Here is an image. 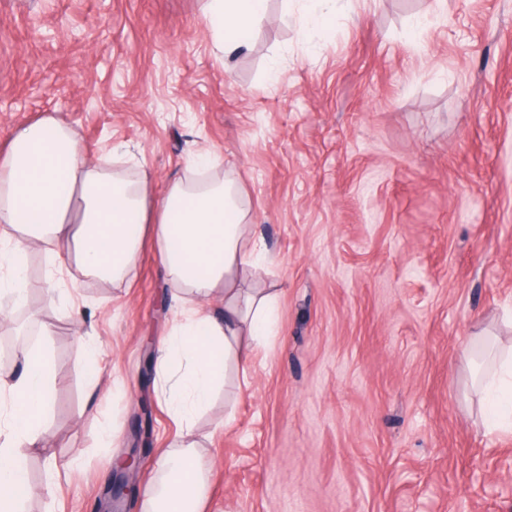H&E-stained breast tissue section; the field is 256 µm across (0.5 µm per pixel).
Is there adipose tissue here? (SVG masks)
Here are the masks:
<instances>
[{
  "label": "adipose tissue",
  "mask_w": 512,
  "mask_h": 512,
  "mask_svg": "<svg viewBox=\"0 0 512 512\" xmlns=\"http://www.w3.org/2000/svg\"><path fill=\"white\" fill-rule=\"evenodd\" d=\"M268 14V0H206L203 20L224 55L243 48ZM250 204L235 178L198 184L175 181L154 199L148 174H108L70 130L46 116L16 129L0 152V261L14 276L0 289L15 300L32 283L19 268L29 248L42 247L59 267L128 283L144 240H151L167 280L183 295L184 318L163 338L155 358L160 394L180 439L160 452L143 512H202L211 464L192 436L228 376L247 381L248 351L275 335V295L246 287L265 256ZM481 369L473 380L481 404L512 388V347L483 332L471 340ZM17 381L0 385V512H23L34 488L28 460L43 441L56 376L47 352L22 348Z\"/></svg>",
  "instance_id": "adipose-tissue-1"
}]
</instances>
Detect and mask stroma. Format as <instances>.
I'll list each match as a JSON object with an SVG mask.
<instances>
[{
  "label": "stroma",
  "instance_id": "35a3bbf8",
  "mask_svg": "<svg viewBox=\"0 0 512 512\" xmlns=\"http://www.w3.org/2000/svg\"><path fill=\"white\" fill-rule=\"evenodd\" d=\"M202 11L0 0V145L51 115L115 172L147 171L154 198L204 149L242 185L278 334L251 351L248 385L197 421L214 464L205 512H512V493L489 492L512 486L497 462L512 432L483 426L464 346L485 326L512 336V0H340L311 33L270 0L227 60ZM23 265L38 287L0 296V337L21 327L36 347L53 325L58 378L29 460L52 494L25 508L106 512L112 458L140 435L122 512H142L178 431L144 374L174 291L148 245L122 288L39 249Z\"/></svg>",
  "mask_w": 512,
  "mask_h": 512
}]
</instances>
